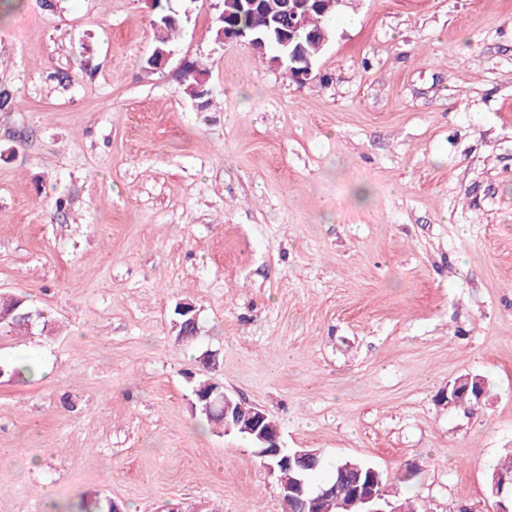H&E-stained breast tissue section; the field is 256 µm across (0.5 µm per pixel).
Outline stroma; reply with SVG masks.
I'll list each match as a JSON object with an SVG mask.
<instances>
[{"mask_svg": "<svg viewBox=\"0 0 512 512\" xmlns=\"http://www.w3.org/2000/svg\"><path fill=\"white\" fill-rule=\"evenodd\" d=\"M0 11V512L89 491L125 512H284L246 438L200 425L217 379L288 448L388 473L422 512H491L512 450V0H342L314 82L216 43L218 0H14ZM210 71L206 107L183 61ZM192 303L202 333L171 323ZM465 374L471 413L436 396ZM164 16H172L174 19L170 21H163ZM176 18L178 20L176 21ZM155 20L157 23L156 29L159 32V35L155 42L154 48H160L156 50L153 54V65L151 70H156L165 65L170 57L173 55V51H169L172 46V37L171 35L180 29L181 20L179 17H176L174 12L170 9L166 10L164 7L160 6V10L155 15ZM167 50V51H164ZM169 51V52H168ZM33 311L37 312V310H34L26 301L23 304V306L15 313V318L11 320V325H2L0 328L1 333L2 331L5 333H28L30 330L33 329V326L40 320H42V327L41 331L45 328V325L47 321L45 320V317L42 315L39 320H30L27 317L23 316L25 313ZM33 324V326H32Z\"/></svg>", "mask_w": 512, "mask_h": 512, "instance_id": "stroma-1", "label": "stroma"}]
</instances>
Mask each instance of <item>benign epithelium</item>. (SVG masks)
<instances>
[{"label": "benign epithelium", "instance_id": "benign-epithelium-1", "mask_svg": "<svg viewBox=\"0 0 512 512\" xmlns=\"http://www.w3.org/2000/svg\"><path fill=\"white\" fill-rule=\"evenodd\" d=\"M235 11H224V28L220 30V43L245 41L261 58L267 57L268 42L274 40L283 49V54L270 58L271 63L296 83L306 85L315 79L314 64L329 42L326 30L320 29L301 34L305 28L306 13L301 11L299 0H235ZM479 393L466 378L458 380L452 390L440 394V400L449 407L458 408L464 400ZM214 407V416L224 428V434L240 432L249 434L256 447L255 454L262 459L268 474L278 477L280 472H290L300 462L320 455V451L297 448L293 453L284 452L282 432L277 421L257 407L243 414L235 397L224 390V385L215 381L205 395ZM347 468L357 474L355 480L343 486L340 482L322 488L315 496L305 500L300 478H288L283 502L298 504L309 512L318 505L331 503L339 512H406V506H394L376 491L378 471L366 470L354 464ZM493 495L498 498L494 512H509L505 501L512 500V474H498L494 479Z\"/></svg>", "mask_w": 512, "mask_h": 512}]
</instances>
